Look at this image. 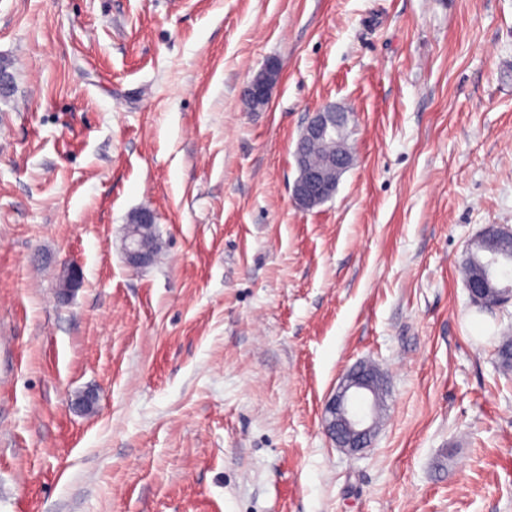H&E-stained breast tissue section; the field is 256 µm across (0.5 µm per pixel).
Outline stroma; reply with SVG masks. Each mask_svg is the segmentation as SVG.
Masks as SVG:
<instances>
[{"label":"stroma","mask_w":512,"mask_h":512,"mask_svg":"<svg viewBox=\"0 0 512 512\" xmlns=\"http://www.w3.org/2000/svg\"><path fill=\"white\" fill-rule=\"evenodd\" d=\"M1 65L0 512H512V303L459 270L512 227V0H0ZM329 105L353 162L301 210ZM360 362L351 456L321 410ZM279 74L278 66L270 63L249 81L242 94L245 109L257 111L268 105L271 91L278 82ZM341 112L343 111L336 109V107H329L314 112L303 129L301 140L296 149L300 172L293 185V199L300 208L307 209L313 201L326 196L333 187V174L336 173L337 183V176L349 164L347 154H338L336 156L334 170L307 166L305 162V155L310 147L317 141L332 134L333 129L338 128L337 117ZM338 184L339 181L336 185V190ZM332 196L317 201L309 208L323 203ZM132 231L126 236L124 255L126 263L133 269H141L153 262L151 241L155 227L154 213L141 210L135 215ZM84 282L83 272L80 266L72 262L65 261L62 267V275L59 281V289L63 294H67L81 288ZM471 301L474 303H491L495 307H500L505 303L512 301V295L509 293H501L492 302L487 301V290L490 288V283L485 279L472 280L465 283ZM378 379L367 366L345 374L325 401L321 424L338 448L356 453L366 448L375 432L369 393Z\"/></svg>","instance_id":"obj_1"}]
</instances>
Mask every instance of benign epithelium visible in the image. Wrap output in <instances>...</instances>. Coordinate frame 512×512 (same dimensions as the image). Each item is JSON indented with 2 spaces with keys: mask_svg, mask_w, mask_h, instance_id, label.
<instances>
[{
  "mask_svg": "<svg viewBox=\"0 0 512 512\" xmlns=\"http://www.w3.org/2000/svg\"><path fill=\"white\" fill-rule=\"evenodd\" d=\"M279 74L278 66L270 63L249 81L242 94L245 109L257 111L268 105ZM340 114L341 111L334 107L314 112L303 129L296 151L299 175L293 185V199L303 209L326 196L333 187V174L344 171L349 164V158L345 154L336 156L332 169L311 167L305 162V155L310 147L338 128ZM154 227L153 212L141 210L136 213L135 224L124 243L126 263L131 268L141 269L153 262L151 241ZM83 282L81 267L72 262H64L59 281L60 292H73L82 287ZM465 286L471 301L487 302V290L490 288L487 280H472L465 283ZM377 379L378 376L370 373L367 366L360 365L341 378L336 390L325 401L321 411V424L337 447L356 453L370 443L376 423L372 418L369 393L373 391Z\"/></svg>",
  "mask_w": 512,
  "mask_h": 512,
  "instance_id": "benign-epithelium-1",
  "label": "benign epithelium"
}]
</instances>
